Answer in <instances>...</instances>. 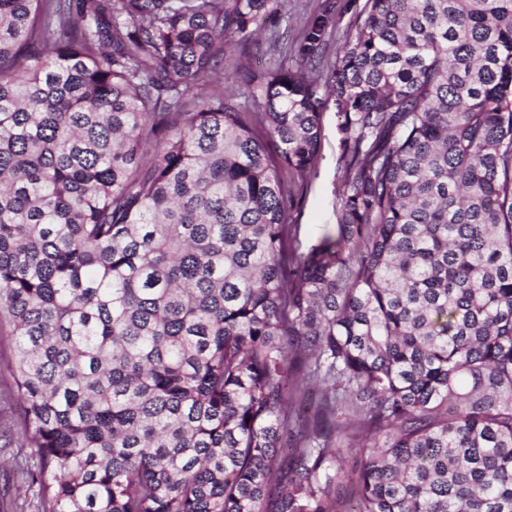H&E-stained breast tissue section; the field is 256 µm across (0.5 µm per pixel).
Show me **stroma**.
Returning <instances> with one entry per match:
<instances>
[{
	"instance_id": "obj_1",
	"label": "stroma",
	"mask_w": 512,
	"mask_h": 512,
	"mask_svg": "<svg viewBox=\"0 0 512 512\" xmlns=\"http://www.w3.org/2000/svg\"><path fill=\"white\" fill-rule=\"evenodd\" d=\"M365 0H275L273 13L258 29L249 47L248 64L261 73L279 64H295L300 33L308 19L330 10L332 23L322 49L323 65H331L354 33ZM321 146L314 168L297 181L290 209L291 245L303 254L318 246L325 236L336 233L338 190L343 176L340 160L339 118L333 98L322 108ZM13 345L0 339V512H44L45 505L35 495L26 469L30 450L22 431L19 405L10 391L8 366Z\"/></svg>"
}]
</instances>
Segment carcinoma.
<instances>
[{
    "label": "carcinoma",
    "mask_w": 512,
    "mask_h": 512,
    "mask_svg": "<svg viewBox=\"0 0 512 512\" xmlns=\"http://www.w3.org/2000/svg\"><path fill=\"white\" fill-rule=\"evenodd\" d=\"M273 0H0V325L46 512H512V0H366L338 234ZM242 84L206 88L233 57ZM357 450L360 467L344 468ZM320 94L325 101L322 112L321 146L314 168L305 179L296 181L290 209L291 245L297 254L318 246L325 236L336 238L338 190L343 176L339 118L334 97L325 96L324 81Z\"/></svg>",
    "instance_id": "carcinoma-1"
}]
</instances>
